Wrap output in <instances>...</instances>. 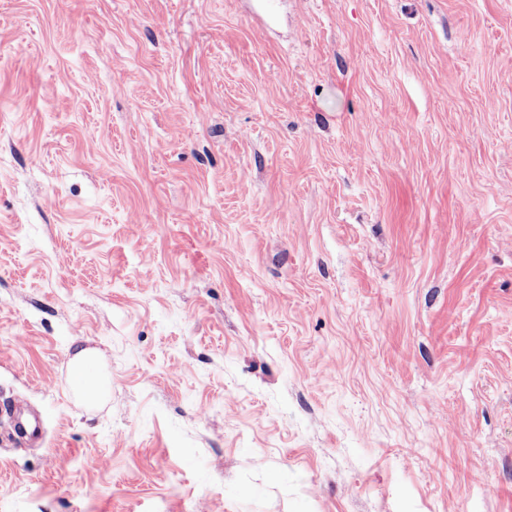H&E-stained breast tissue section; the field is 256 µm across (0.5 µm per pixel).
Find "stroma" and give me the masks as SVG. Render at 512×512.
Here are the masks:
<instances>
[{
	"label": "stroma",
	"instance_id": "1",
	"mask_svg": "<svg viewBox=\"0 0 512 512\" xmlns=\"http://www.w3.org/2000/svg\"><path fill=\"white\" fill-rule=\"evenodd\" d=\"M272 4L0 0V512H512V0ZM93 361V351L83 348L74 353L72 366L82 395L89 401H98L105 393L106 384L100 376L89 374V364Z\"/></svg>",
	"mask_w": 512,
	"mask_h": 512
}]
</instances>
